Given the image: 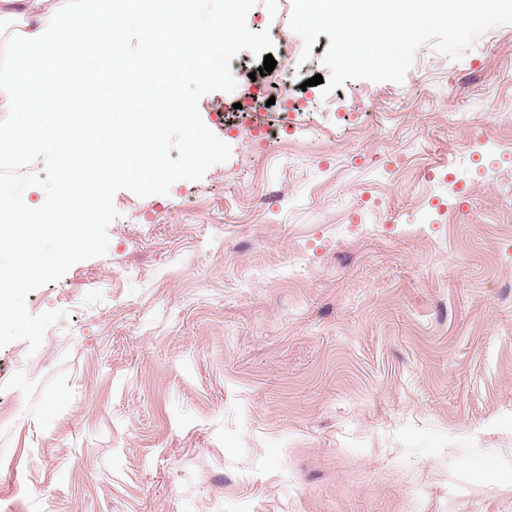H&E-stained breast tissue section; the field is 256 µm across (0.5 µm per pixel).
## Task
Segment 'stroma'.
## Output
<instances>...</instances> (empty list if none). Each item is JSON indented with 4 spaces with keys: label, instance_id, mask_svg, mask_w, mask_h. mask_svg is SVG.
I'll return each mask as SVG.
<instances>
[{
    "label": "stroma",
    "instance_id": "stroma-1",
    "mask_svg": "<svg viewBox=\"0 0 512 512\" xmlns=\"http://www.w3.org/2000/svg\"><path fill=\"white\" fill-rule=\"evenodd\" d=\"M293 6L246 15L277 84L198 103L229 160L28 295L67 317L0 348V512H512V25L325 96Z\"/></svg>",
    "mask_w": 512,
    "mask_h": 512
}]
</instances>
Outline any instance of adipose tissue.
<instances>
[{
    "label": "adipose tissue",
    "mask_w": 512,
    "mask_h": 512,
    "mask_svg": "<svg viewBox=\"0 0 512 512\" xmlns=\"http://www.w3.org/2000/svg\"><path fill=\"white\" fill-rule=\"evenodd\" d=\"M115 2L116 0H55L50 12L42 14L38 11L41 0H21L28 11L38 12L39 17L36 23L27 25L19 39L26 49L40 55L73 28L81 34L104 35L102 23L114 17Z\"/></svg>",
    "instance_id": "adipose-tissue-1"
}]
</instances>
